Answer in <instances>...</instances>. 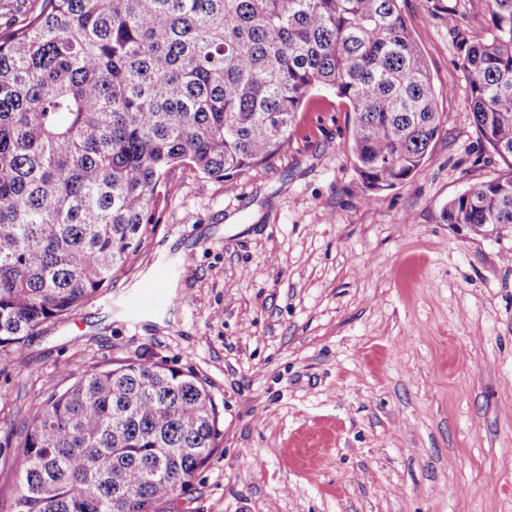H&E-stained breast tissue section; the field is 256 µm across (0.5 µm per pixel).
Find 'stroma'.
I'll return each instance as SVG.
<instances>
[{
  "mask_svg": "<svg viewBox=\"0 0 512 512\" xmlns=\"http://www.w3.org/2000/svg\"><path fill=\"white\" fill-rule=\"evenodd\" d=\"M400 7L447 116L422 166L364 197L351 107L317 89L268 162L176 168L111 287L0 363V448L86 370L142 358L219 408L211 459L160 512H512V232L442 218L504 169L460 61L488 18ZM161 265L174 304L136 308Z\"/></svg>",
  "mask_w": 512,
  "mask_h": 512,
  "instance_id": "1",
  "label": "stroma"
}]
</instances>
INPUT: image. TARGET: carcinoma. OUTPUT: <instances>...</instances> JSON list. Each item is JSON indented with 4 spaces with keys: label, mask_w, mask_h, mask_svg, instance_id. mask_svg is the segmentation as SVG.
<instances>
[{
    "label": "carcinoma",
    "mask_w": 512,
    "mask_h": 512,
    "mask_svg": "<svg viewBox=\"0 0 512 512\" xmlns=\"http://www.w3.org/2000/svg\"><path fill=\"white\" fill-rule=\"evenodd\" d=\"M473 123L505 170L448 224L512 229V0H473ZM353 110L366 191L406 181L445 121L399 0H38L0 26V361L112 283L168 174L224 180L288 142L305 98ZM219 411L194 373L128 359L48 397L0 448L5 512H159L211 458Z\"/></svg>",
    "instance_id": "cac0c4a2"
}]
</instances>
